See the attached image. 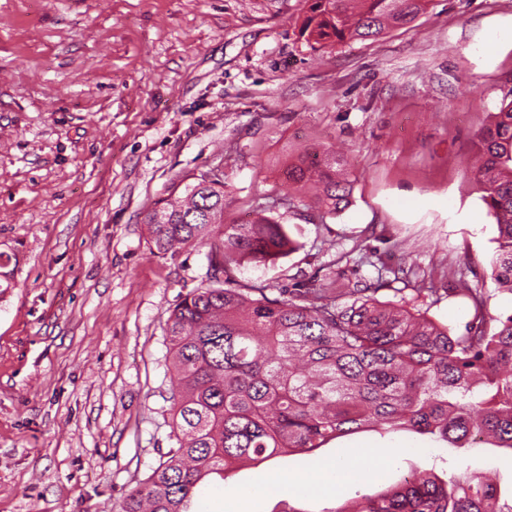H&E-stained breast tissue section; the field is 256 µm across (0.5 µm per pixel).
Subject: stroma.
<instances>
[{
  "mask_svg": "<svg viewBox=\"0 0 512 512\" xmlns=\"http://www.w3.org/2000/svg\"><path fill=\"white\" fill-rule=\"evenodd\" d=\"M307 0H0V512H120L176 447L172 307L206 280L204 252L152 253L144 217L173 184L224 178V221L266 215L298 248L238 279L280 287L373 250L422 270L471 267L512 312L486 259L494 220L469 166L512 79V0H432L382 36L320 50ZM336 150L351 206L319 219L276 205L288 163ZM337 485L326 466L378 464ZM384 463V462H383ZM311 486L274 485L271 470ZM495 474L512 451L364 429L204 482L195 512H331L415 471Z\"/></svg>",
  "mask_w": 512,
  "mask_h": 512,
  "instance_id": "1",
  "label": "stroma"
}]
</instances>
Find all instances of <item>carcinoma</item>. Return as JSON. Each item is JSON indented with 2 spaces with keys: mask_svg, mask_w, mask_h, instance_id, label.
I'll return each mask as SVG.
<instances>
[{
  "mask_svg": "<svg viewBox=\"0 0 512 512\" xmlns=\"http://www.w3.org/2000/svg\"><path fill=\"white\" fill-rule=\"evenodd\" d=\"M429 0H310L300 36L312 48L376 38L414 21ZM475 178L495 219L490 276L512 294V87L480 133ZM208 172L154 203L145 217L152 251L206 249L208 284L186 294L167 320L174 358L177 447L132 490L121 512H190L197 484L241 462L260 465L309 452L364 428L407 429L463 445L493 440L512 451V313H491L484 289L448 270L468 299L463 331L408 303L381 300L380 287L349 284L330 267L319 282L279 289L235 279L243 262L291 253L286 225L266 216L224 223V179ZM282 197L310 184L305 208L333 217L351 203L346 163L325 149L282 171ZM435 303L433 274L391 269ZM332 512H512V501L481 474L444 480L418 471Z\"/></svg>",
  "mask_w": 512,
  "mask_h": 512,
  "instance_id": "carcinoma-1",
  "label": "carcinoma"
}]
</instances>
